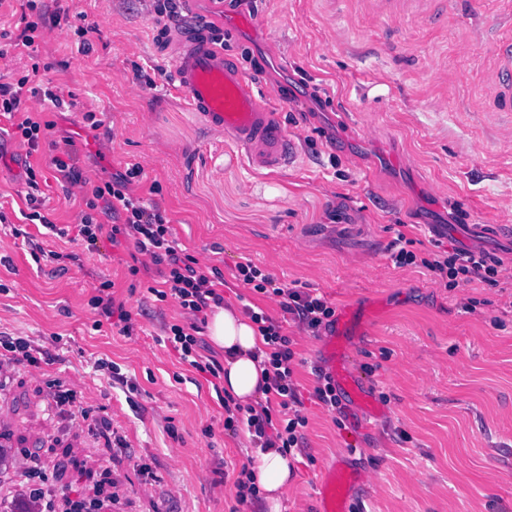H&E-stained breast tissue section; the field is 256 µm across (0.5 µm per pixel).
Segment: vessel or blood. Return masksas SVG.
<instances>
[{
  "mask_svg": "<svg viewBox=\"0 0 512 512\" xmlns=\"http://www.w3.org/2000/svg\"><path fill=\"white\" fill-rule=\"evenodd\" d=\"M498 64L485 74V83L498 93L501 111L512 112V45L499 46ZM174 89L215 133L243 149L253 164L280 170L297 150L296 136L287 134L272 98L260 94L255 81L214 44L203 25L181 36L174 53ZM337 384L350 404L367 417L375 408L365 400L347 369L337 372ZM364 482L362 470L345 460L332 461L317 479L319 512H350L353 495Z\"/></svg>",
  "mask_w": 512,
  "mask_h": 512,
  "instance_id": "1",
  "label": "vessel or blood"
}]
</instances>
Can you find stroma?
Masks as SVG:
<instances>
[{
    "mask_svg": "<svg viewBox=\"0 0 512 512\" xmlns=\"http://www.w3.org/2000/svg\"><path fill=\"white\" fill-rule=\"evenodd\" d=\"M508 1L408 0L376 13L363 0H188L191 22L258 20L225 36L224 53L261 93L287 98L280 122L301 135L290 166L267 170L176 94L151 0H45L32 57L0 59V83L36 61L64 99L45 114L54 127L38 152L0 137V409L14 414L0 435L14 457L34 459L0 472V512H17L25 486L48 490L54 512L78 500L84 512H229L235 479L254 461L250 434L224 428L222 377L182 361L167 339L190 315L152 295L156 270L129 272L132 243L104 234L89 248L16 217L32 165L45 215L79 224V197L50 164L52 142L66 136L91 180L139 165L134 194L157 187L185 253L222 274L225 303L264 312L291 339L307 424L281 512H316V479L339 456L368 475L354 512H512V225L496 221L512 205V113L492 110L484 82L495 46L512 37ZM88 24L97 31L85 53L76 31ZM88 111L98 130L84 123ZM358 121L372 134H357ZM400 235L418 253L496 254L499 286L451 290L397 267L387 247ZM247 259L353 314L344 361L379 409L374 424L314 398L318 372L331 370L324 338L278 297L244 287L236 266ZM106 280L131 335L92 304ZM16 338L28 353L8 350ZM66 390L74 404L56 407Z\"/></svg>",
    "mask_w": 512,
    "mask_h": 512,
    "instance_id": "stroma-1",
    "label": "stroma"
}]
</instances>
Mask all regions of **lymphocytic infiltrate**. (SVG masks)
Listing matches in <instances>:
<instances>
[{"label": "lymphocytic infiltrate", "mask_w": 512, "mask_h": 512, "mask_svg": "<svg viewBox=\"0 0 512 512\" xmlns=\"http://www.w3.org/2000/svg\"><path fill=\"white\" fill-rule=\"evenodd\" d=\"M20 25L16 30L0 29V58L28 54L36 38L41 37L46 6L43 0H24ZM61 99L52 83L33 82L30 76H22L16 82L0 84V119L7 120L13 135L29 152H36L47 130L53 124L44 120V109L60 105ZM51 163L65 183L78 188L87 211L78 226V235L87 244H95L102 230L97 214L115 218L112 236L133 240L138 254L148 256L154 266L163 270L162 287L156 290L159 300L174 299L179 306L194 317L193 323L183 327L170 325L168 336L181 360L195 357L199 340L196 333L197 316L211 306H219L224 297L216 290L219 271L205 272L186 255L173 233L165 209L155 200H144L135 195L131 186L140 178L142 170L134 166L125 172L98 182L84 175L75 153L69 147L59 148ZM391 259L397 266H414L426 270L445 281L447 287L458 288L473 283L495 284L501 260L482 250H437L420 257L406 250L402 239H394L389 245ZM239 280L248 288L263 294L280 297L285 312L302 322L311 333L332 325L336 310L322 296L285 287L274 276L252 261L238 263ZM253 320L271 346L269 383L267 396L273 397L285 415L280 423H273L271 409L263 405L257 408H241L232 399H225L224 427L228 430L244 429L263 438L266 445H280L285 452L298 448L301 430L306 419L298 405L294 383V357L290 339L283 335L279 324L261 313H253Z\"/></svg>", "instance_id": "f902f5d3"}]
</instances>
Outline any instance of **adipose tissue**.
<instances>
[{
    "label": "adipose tissue",
    "instance_id": "adipose-tissue-1",
    "mask_svg": "<svg viewBox=\"0 0 512 512\" xmlns=\"http://www.w3.org/2000/svg\"><path fill=\"white\" fill-rule=\"evenodd\" d=\"M208 339L224 352V390L236 402L264 400L269 349L257 324L232 307L214 306L207 314ZM255 483L267 512H281V501L293 478L291 455L278 448H256Z\"/></svg>",
    "mask_w": 512,
    "mask_h": 512
}]
</instances>
